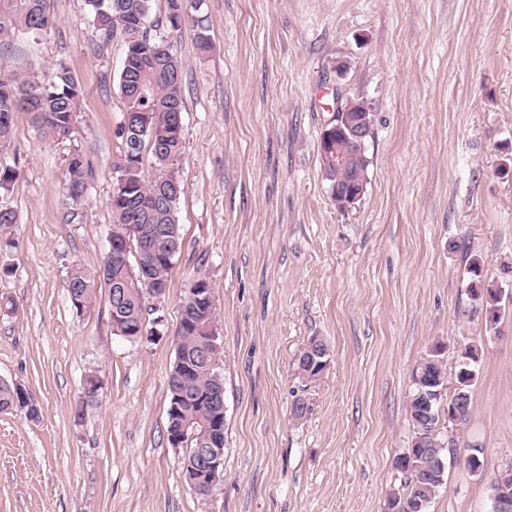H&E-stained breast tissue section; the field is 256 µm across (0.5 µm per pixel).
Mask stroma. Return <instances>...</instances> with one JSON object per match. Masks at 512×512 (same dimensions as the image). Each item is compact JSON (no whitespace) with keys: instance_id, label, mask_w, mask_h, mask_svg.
I'll use <instances>...</instances> for the list:
<instances>
[{"instance_id":"stroma-1","label":"stroma","mask_w":512,"mask_h":512,"mask_svg":"<svg viewBox=\"0 0 512 512\" xmlns=\"http://www.w3.org/2000/svg\"><path fill=\"white\" fill-rule=\"evenodd\" d=\"M55 24L0 52V72L47 75L66 61L84 122L43 137L19 113L0 167L15 211L0 254V381L37 408L0 411V512H387L410 445L412 371L443 349L448 388L476 348L466 424L428 512H491L490 484L512 465V308L494 329L474 309L466 264L512 293V0H201L210 38L151 17L183 62L178 204L183 244L157 335H114L108 294L77 315L73 264L109 248L113 164L122 150L120 37L100 44L84 0H49ZM373 112L360 201L338 209L320 136L344 99ZM95 168L83 215L66 221V162ZM205 277L217 308L224 379V478L196 495L167 437L168 374L187 288ZM324 337L325 369L299 367ZM103 383L82 406L87 376ZM304 399L303 418L292 412ZM482 450L481 473L462 458Z\"/></svg>"}]
</instances>
